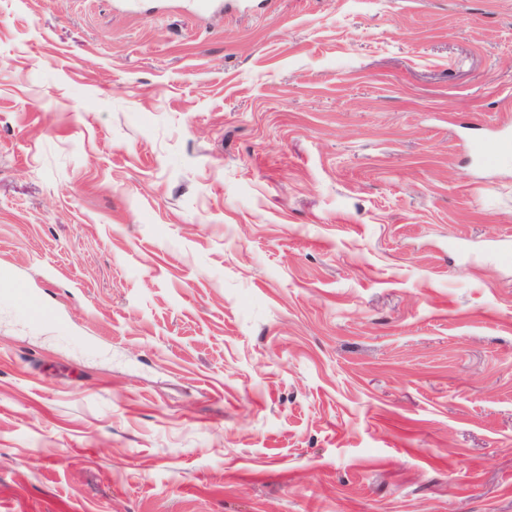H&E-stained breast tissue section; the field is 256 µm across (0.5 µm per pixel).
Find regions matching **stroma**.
<instances>
[{
    "mask_svg": "<svg viewBox=\"0 0 512 512\" xmlns=\"http://www.w3.org/2000/svg\"><path fill=\"white\" fill-rule=\"evenodd\" d=\"M197 3L0 0V512H512V0Z\"/></svg>",
    "mask_w": 512,
    "mask_h": 512,
    "instance_id": "35a3bbf8",
    "label": "stroma"
}]
</instances>
